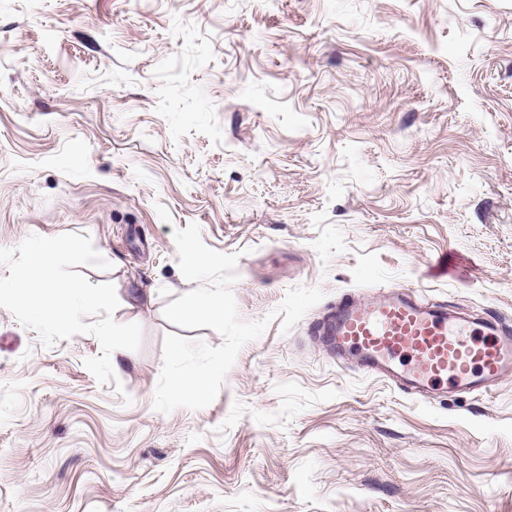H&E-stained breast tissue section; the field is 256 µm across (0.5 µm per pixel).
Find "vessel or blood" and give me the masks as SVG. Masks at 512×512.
I'll use <instances>...</instances> for the list:
<instances>
[{
  "mask_svg": "<svg viewBox=\"0 0 512 512\" xmlns=\"http://www.w3.org/2000/svg\"><path fill=\"white\" fill-rule=\"evenodd\" d=\"M314 334L337 359L354 357L359 370L422 396L441 385L484 394L512 372L511 325L423 303L411 288H391L367 302L348 295Z\"/></svg>",
  "mask_w": 512,
  "mask_h": 512,
  "instance_id": "obj_1",
  "label": "vessel or blood"
}]
</instances>
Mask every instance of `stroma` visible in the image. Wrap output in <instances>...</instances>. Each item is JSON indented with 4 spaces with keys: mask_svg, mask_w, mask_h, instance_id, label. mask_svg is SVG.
Returning a JSON list of instances; mask_svg holds the SVG:
<instances>
[{
    "mask_svg": "<svg viewBox=\"0 0 512 512\" xmlns=\"http://www.w3.org/2000/svg\"><path fill=\"white\" fill-rule=\"evenodd\" d=\"M192 222L242 319L324 297L161 413L166 334L222 343L163 316ZM64 233L142 344L118 392L0 308V512H512V375L430 404L311 334L390 286L512 325V0H0V248Z\"/></svg>",
    "mask_w": 512,
    "mask_h": 512,
    "instance_id": "obj_1",
    "label": "stroma"
}]
</instances>
